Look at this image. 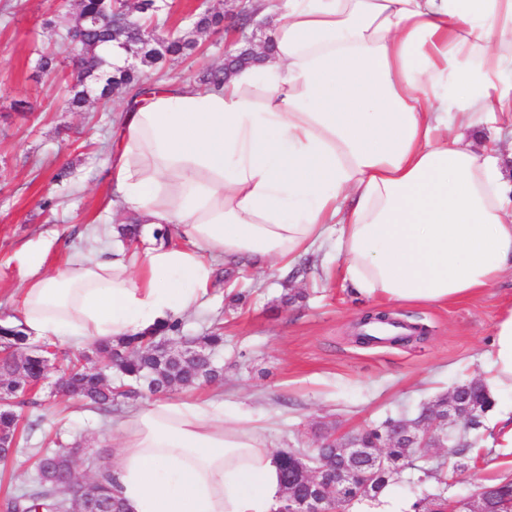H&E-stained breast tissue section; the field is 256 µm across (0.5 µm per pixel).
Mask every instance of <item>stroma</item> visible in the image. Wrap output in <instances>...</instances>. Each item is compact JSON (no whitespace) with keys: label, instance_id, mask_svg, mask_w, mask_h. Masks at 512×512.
Returning <instances> with one entry per match:
<instances>
[{"label":"stroma","instance_id":"1","mask_svg":"<svg viewBox=\"0 0 512 512\" xmlns=\"http://www.w3.org/2000/svg\"><path fill=\"white\" fill-rule=\"evenodd\" d=\"M224 0H167L161 15L169 27L196 40L189 58L167 65L163 81L195 80L224 62L237 32L215 27L196 31L192 19L223 11ZM75 8L58 0H0V320L10 321L20 291L33 270L27 256H43L42 272L62 268L69 254L86 250L92 236L108 242L113 226L133 215L109 212L112 196L107 161L113 134L129 95L113 98L107 111H68L67 69L45 75L34 67L39 50L67 59L61 37ZM71 178L56 180L61 168ZM329 248L314 249L300 268L250 269L216 262L206 303L183 314L182 333L224 332V374L195 389V396L223 402L226 415L269 418L274 450L311 448L322 427L343 434L389 416L415 418L421 406L462 382L486 376L493 327L512 300V270L501 282L448 305L395 306L394 318L424 326V335L405 345L364 346L355 324L376 300L355 293L336 274ZM40 404L24 409L40 418L33 432H21L15 455L0 462V505L26 490L33 477L29 459L53 440H78L94 454L79 470L92 479L109 464L117 432L111 418L82 402L42 389ZM468 470L445 486L451 499L470 497L479 485L512 476V447L494 448L481 436L469 439Z\"/></svg>","mask_w":512,"mask_h":512}]
</instances>
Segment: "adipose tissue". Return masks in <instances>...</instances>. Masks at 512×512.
Instances as JSON below:
<instances>
[{"label":"adipose tissue","instance_id":"obj_1","mask_svg":"<svg viewBox=\"0 0 512 512\" xmlns=\"http://www.w3.org/2000/svg\"><path fill=\"white\" fill-rule=\"evenodd\" d=\"M274 50L220 85L161 83L119 124L116 206L179 244L115 243L30 279L29 338L88 343L159 329L212 283L211 257L293 267L330 243L358 293L447 304L512 269V182L452 136L512 120V0H254ZM491 395L512 393V307ZM263 420L155 398L120 424L125 512H273L282 461Z\"/></svg>","mask_w":512,"mask_h":512}]
</instances>
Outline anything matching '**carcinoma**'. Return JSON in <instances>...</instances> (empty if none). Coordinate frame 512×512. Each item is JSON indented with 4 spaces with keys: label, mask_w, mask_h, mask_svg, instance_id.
<instances>
[{
    "label": "carcinoma",
    "mask_w": 512,
    "mask_h": 512,
    "mask_svg": "<svg viewBox=\"0 0 512 512\" xmlns=\"http://www.w3.org/2000/svg\"><path fill=\"white\" fill-rule=\"evenodd\" d=\"M156 14L154 0H138L130 6L121 0H77L74 22L66 33L68 45L74 52L72 82L67 100L71 112H85L90 99L97 96V103L105 106L112 96L130 93L134 97L149 91L143 86L142 77L174 59L186 57L195 49V43L182 35L171 33L152 24ZM108 16L109 23L100 22ZM125 55L138 57L136 65L115 66L109 61L112 47ZM182 330L179 320L168 326L139 336H131L114 344L102 341L91 345V354L82 355L86 363L70 370L65 394L85 401L101 414L112 413L113 405L120 398H132L148 391L161 394L179 389H193L211 384L222 376L216 357L224 348V335L218 330L195 339V352L171 357L154 348L160 337L175 339ZM0 431L13 437L20 428L21 415L16 407L26 403V397L44 382L46 364L43 355L29 346L28 337L20 328L0 329ZM129 385L132 390L112 392V380ZM472 412L466 419V431L455 437L451 449L461 455L460 443L470 433H482L487 413L492 410V400L481 384L464 383ZM394 418H386L378 426L361 430L364 444L369 448L383 443ZM67 453L65 448L45 449L38 453L32 488L13 497L26 512L61 506L55 491L41 484L38 472L44 464ZM393 466L382 471L379 486L401 477L399 467L407 464V449L387 447ZM95 485L108 512H122L121 501L113 495L108 470L98 473Z\"/></svg>",
    "instance_id": "1"
}]
</instances>
